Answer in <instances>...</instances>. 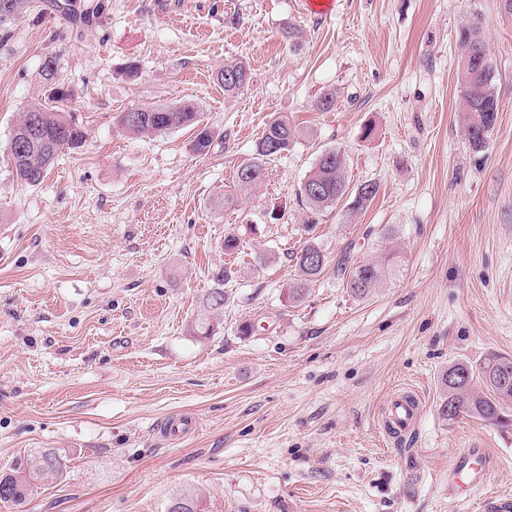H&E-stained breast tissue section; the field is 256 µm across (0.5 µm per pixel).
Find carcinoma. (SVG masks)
<instances>
[{
	"mask_svg": "<svg viewBox=\"0 0 512 512\" xmlns=\"http://www.w3.org/2000/svg\"><path fill=\"white\" fill-rule=\"evenodd\" d=\"M55 11L60 13L66 25L78 30L89 19L88 8L81 0H53ZM31 8V0H0V41L10 35V26L23 17ZM461 50L456 70V84L460 89L458 120L463 126L470 147L478 151L486 143L497 119V92L495 69L483 38L481 18L474 16L466 21L458 33ZM57 66L52 56L46 57L42 66L43 79L52 85L48 101L34 102L20 114L14 126L9 144V160L17 179L28 186L40 184L54 162L65 148H73L84 137L70 107L69 91L56 83ZM224 86V94L239 93L251 80V69L242 60H231L217 74ZM198 110L189 101H179L166 106H142L140 111L122 112L119 123L134 135L157 134L168 130L197 126ZM37 128L36 140L17 144L23 128ZM295 138V131L284 118L269 122L259 138L253 157L244 161L236 170L235 183L242 190L261 188L265 180L266 164L288 150ZM379 191L375 182H365L354 189V210L366 208ZM349 194L346 176L345 153L338 150L323 152L309 174L298 188V196L314 214L335 206ZM295 265L300 272V282L289 289L292 299L299 300L305 294V285L315 281L326 269V256L321 248L307 242L295 254ZM336 272L345 278L351 295L360 299L367 297L386 273L385 266L373 262H357L343 253L336 260ZM231 269L226 268L215 276L216 287L210 289L202 300L200 314L191 322V333L210 336L215 331L213 319L224 311V281L229 279ZM512 377V357L493 354L478 365L458 361L448 366L442 376L443 397L439 413L451 422L459 418H471L496 426L512 423V381L501 383L503 375ZM482 384L476 392L473 383ZM66 468L65 460L57 452L47 450L35 460L18 467L11 473L0 475V501L22 506L36 485L49 478L58 477Z\"/></svg>",
	"mask_w": 512,
	"mask_h": 512,
	"instance_id": "cac0c4a2",
	"label": "carcinoma"
}]
</instances>
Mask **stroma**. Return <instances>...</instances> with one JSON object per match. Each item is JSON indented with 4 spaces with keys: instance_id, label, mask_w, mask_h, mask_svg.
Instances as JSON below:
<instances>
[{
    "instance_id": "obj_1",
    "label": "stroma",
    "mask_w": 512,
    "mask_h": 512,
    "mask_svg": "<svg viewBox=\"0 0 512 512\" xmlns=\"http://www.w3.org/2000/svg\"><path fill=\"white\" fill-rule=\"evenodd\" d=\"M50 2L33 0L0 44V472L48 448L66 468L0 512H168L184 493L196 512H479L448 488L464 448L494 459L483 496L512 497V425L438 411L448 365L512 357V15L500 0H334L324 13L307 0H105L78 36ZM475 13L498 100L479 152L455 82ZM49 56L85 137L28 187L7 146L43 96ZM234 59L252 78L228 96L216 75ZM329 90L335 110H314ZM182 100L214 135L206 155L193 129L132 136L118 123ZM278 116L295 128L290 149L259 190H236ZM330 148L345 150L350 185L378 184L369 207L344 199L314 216L299 200ZM229 192L232 207L214 206ZM311 238L329 266L294 301L291 254ZM344 251L395 255L366 299L336 272ZM227 267L217 330L194 336ZM413 390V432L388 442L386 402ZM181 415L198 430L164 437Z\"/></svg>"
}]
</instances>
